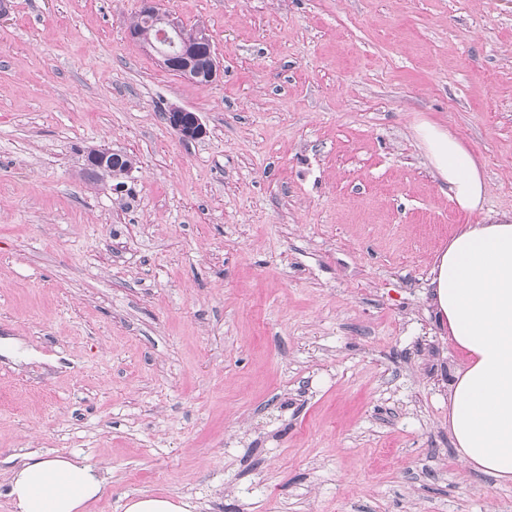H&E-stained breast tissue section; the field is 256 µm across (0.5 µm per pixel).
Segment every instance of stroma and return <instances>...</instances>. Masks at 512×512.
<instances>
[{
	"label": "stroma",
	"mask_w": 512,
	"mask_h": 512,
	"mask_svg": "<svg viewBox=\"0 0 512 512\" xmlns=\"http://www.w3.org/2000/svg\"><path fill=\"white\" fill-rule=\"evenodd\" d=\"M0 6V512L58 455L105 479L88 512H512L448 430L430 271L477 218L413 130L512 215V0H161L210 85L129 38L139 0ZM93 146L136 157L123 192ZM168 127L182 140H197L203 138L207 131L196 112L171 106L163 113ZM426 157L457 206L467 214L484 209L487 183L476 161L462 142L444 126L421 121L414 127ZM125 512H184L181 506L163 498L141 497L130 500L125 505Z\"/></svg>",
	"instance_id": "obj_1"
}]
</instances>
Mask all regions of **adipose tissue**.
Segmentation results:
<instances>
[{
	"label": "adipose tissue",
	"mask_w": 512,
	"mask_h": 512,
	"mask_svg": "<svg viewBox=\"0 0 512 512\" xmlns=\"http://www.w3.org/2000/svg\"><path fill=\"white\" fill-rule=\"evenodd\" d=\"M414 131L460 210L479 217L458 228L431 269L436 313L462 356L448 429L462 461L512 481V217L484 214L487 183L456 136L426 120ZM8 488L17 512H86L105 481L80 459L31 457Z\"/></svg>",
	"instance_id": "adipose-tissue-1"
}]
</instances>
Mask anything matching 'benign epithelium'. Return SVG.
<instances>
[{"label": "benign epithelium", "mask_w": 512, "mask_h": 512, "mask_svg": "<svg viewBox=\"0 0 512 512\" xmlns=\"http://www.w3.org/2000/svg\"><path fill=\"white\" fill-rule=\"evenodd\" d=\"M140 11L157 25L156 39L147 40L144 45L159 56L166 70L203 84H210L220 77L223 65L206 29H188L172 14L162 10L159 0H140ZM166 123L182 140H197L206 135L198 114L182 107H170L166 111Z\"/></svg>", "instance_id": "benign-epithelium-1"}]
</instances>
